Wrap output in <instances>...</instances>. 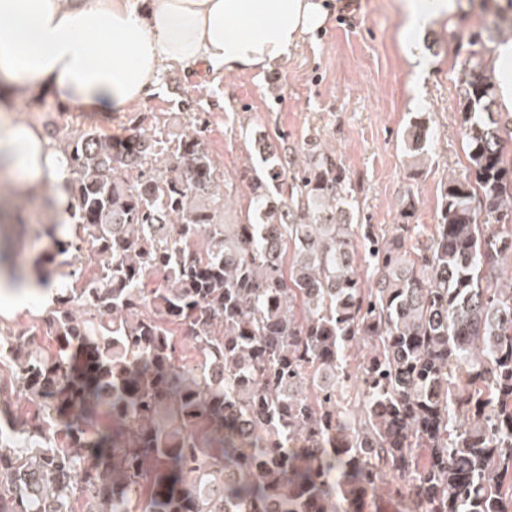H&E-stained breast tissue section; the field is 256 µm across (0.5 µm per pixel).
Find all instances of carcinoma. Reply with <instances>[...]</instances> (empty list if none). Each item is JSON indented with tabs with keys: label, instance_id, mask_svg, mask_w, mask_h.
I'll use <instances>...</instances> for the list:
<instances>
[{
	"label": "carcinoma",
	"instance_id": "cac0c4a2",
	"mask_svg": "<svg viewBox=\"0 0 512 512\" xmlns=\"http://www.w3.org/2000/svg\"><path fill=\"white\" fill-rule=\"evenodd\" d=\"M478 43L512 40V0ZM469 51L434 224H356L336 153L205 129L60 139L69 225L19 269L55 345L0 330V512H512V113ZM429 115L405 128L411 168Z\"/></svg>",
	"mask_w": 512,
	"mask_h": 512
}]
</instances>
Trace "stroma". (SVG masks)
<instances>
[{
  "instance_id": "stroma-1",
  "label": "stroma",
  "mask_w": 512,
  "mask_h": 512,
  "mask_svg": "<svg viewBox=\"0 0 512 512\" xmlns=\"http://www.w3.org/2000/svg\"><path fill=\"white\" fill-rule=\"evenodd\" d=\"M454 4L448 19L420 37L428 62L421 78L401 42L402 0H324V27L305 35L275 69L227 77L172 64L131 112L97 116L62 107L47 115L26 102L20 111L39 124L53 118L62 134L93 125L115 139L138 121L159 133L176 121L200 120L210 153L229 173L249 163L251 134L292 149L314 137L334 148L346 168L360 223H399L410 203L412 223L432 224L445 175L463 176L468 163L458 46L483 19L480 0ZM416 112L430 114L434 136L428 160L412 177L402 133Z\"/></svg>"
}]
</instances>
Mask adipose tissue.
I'll return each mask as SVG.
<instances>
[{"instance_id": "obj_1", "label": "adipose tissue", "mask_w": 512, "mask_h": 512, "mask_svg": "<svg viewBox=\"0 0 512 512\" xmlns=\"http://www.w3.org/2000/svg\"><path fill=\"white\" fill-rule=\"evenodd\" d=\"M452 0H407L404 48L424 70L417 33L447 18ZM323 0H0V178L28 195L53 187L70 220L72 174L59 145L19 117L20 101L58 99L83 112H126L164 66L250 74L284 62L324 25Z\"/></svg>"}]
</instances>
